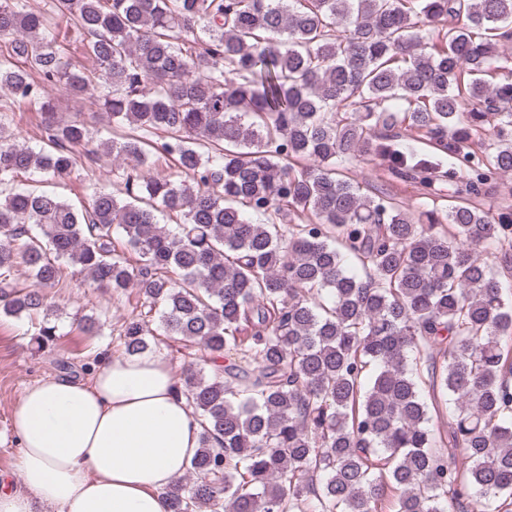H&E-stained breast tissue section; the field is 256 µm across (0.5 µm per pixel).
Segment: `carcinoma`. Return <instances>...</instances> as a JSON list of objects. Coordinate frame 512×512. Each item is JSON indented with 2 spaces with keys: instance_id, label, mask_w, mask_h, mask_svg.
I'll return each mask as SVG.
<instances>
[{
  "instance_id": "carcinoma-1",
  "label": "carcinoma",
  "mask_w": 512,
  "mask_h": 512,
  "mask_svg": "<svg viewBox=\"0 0 512 512\" xmlns=\"http://www.w3.org/2000/svg\"><path fill=\"white\" fill-rule=\"evenodd\" d=\"M511 40L512 0H0V315L42 316L31 342L54 343L47 289L77 267L138 289L124 354L157 321L223 361L180 377L200 448L167 512H382L389 491L394 512H512V208L472 205L512 196ZM55 86L94 96L112 136L60 119ZM20 104L38 150L15 141ZM83 158L118 188L78 207L15 184ZM364 159L423 201L369 194Z\"/></svg>"
}]
</instances>
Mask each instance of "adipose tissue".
I'll list each match as a JSON object with an SVG mask.
<instances>
[{"mask_svg": "<svg viewBox=\"0 0 512 512\" xmlns=\"http://www.w3.org/2000/svg\"><path fill=\"white\" fill-rule=\"evenodd\" d=\"M11 423L22 487L0 486V512H167L201 431L169 360L148 352L101 355L88 383L36 381Z\"/></svg>", "mask_w": 512, "mask_h": 512, "instance_id": "obj_1", "label": "adipose tissue"}]
</instances>
